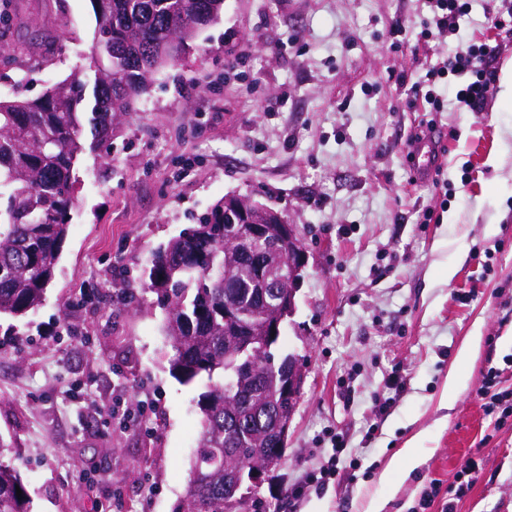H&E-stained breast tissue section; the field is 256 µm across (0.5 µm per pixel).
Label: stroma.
I'll return each mask as SVG.
<instances>
[{"mask_svg":"<svg viewBox=\"0 0 512 512\" xmlns=\"http://www.w3.org/2000/svg\"><path fill=\"white\" fill-rule=\"evenodd\" d=\"M489 0L449 46L501 43ZM21 37L48 23L65 38L27 74L0 71L7 98L35 99L78 72L96 35L91 0H0ZM421 0H224L160 70L109 142L85 150L55 277L38 309L0 321V438L31 512H174L199 437L203 381L170 371L155 294L127 312L117 288L152 251L229 195L296 224L308 263L281 353L299 356L302 395L280 464L245 512H411L429 482L448 490L468 458L482 470L456 512H512V424L493 429L479 387L489 366L512 391V100L430 112ZM408 34L394 41L391 27ZM432 125L440 160L416 180L410 148ZM456 270L444 280V267ZM479 343L465 361L467 337ZM465 384L447 396L450 368ZM399 374V388L387 380ZM345 437L339 473L308 477ZM419 465L384 471L409 441Z\"/></svg>","mask_w":512,"mask_h":512,"instance_id":"obj_1","label":"stroma"}]
</instances>
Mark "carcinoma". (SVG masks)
I'll return each mask as SVG.
<instances>
[{"instance_id": "cac0c4a2", "label": "carcinoma", "mask_w": 512, "mask_h": 512, "mask_svg": "<svg viewBox=\"0 0 512 512\" xmlns=\"http://www.w3.org/2000/svg\"><path fill=\"white\" fill-rule=\"evenodd\" d=\"M98 24L90 58L95 68L88 112L81 79L66 78L33 100H0V317L38 308L54 279L74 206V166L92 141L112 137L124 114L153 76L177 60L179 50L215 23L224 0H92ZM58 50L49 36L34 35L7 48L22 66H39ZM249 263L225 250L224 202L189 232L152 252L139 284L157 294L167 312L166 331L176 354L172 374L184 383L206 377L201 395L200 444L190 462L186 493L175 512H224V449L243 458H268L279 443L275 419L288 407L281 388L287 356L278 342L265 352V375L239 380L236 404L224 401V370L239 360L233 339L249 336L261 319L224 317V294L249 310L254 292L251 262L276 261L265 240L245 245ZM17 469L0 463V512H29Z\"/></svg>"}]
</instances>
